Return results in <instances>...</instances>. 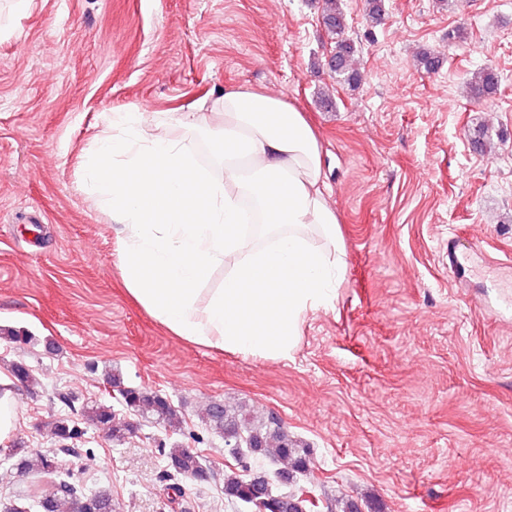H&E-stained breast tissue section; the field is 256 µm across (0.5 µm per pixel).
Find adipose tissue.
<instances>
[{
  "label": "adipose tissue",
  "instance_id": "adipose-tissue-1",
  "mask_svg": "<svg viewBox=\"0 0 512 512\" xmlns=\"http://www.w3.org/2000/svg\"><path fill=\"white\" fill-rule=\"evenodd\" d=\"M175 121L211 131L223 178L200 167L186 141L146 133L140 112L108 116L87 163L91 192L123 227L125 287L186 341L288 357L302 317L332 302L345 273L318 138L285 99L246 86ZM219 268L221 288L203 294Z\"/></svg>",
  "mask_w": 512,
  "mask_h": 512
}]
</instances>
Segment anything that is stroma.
Instances as JSON below:
<instances>
[{"label":"stroma","mask_w":512,"mask_h":512,"mask_svg":"<svg viewBox=\"0 0 512 512\" xmlns=\"http://www.w3.org/2000/svg\"><path fill=\"white\" fill-rule=\"evenodd\" d=\"M383 3L374 23L365 0H341L338 37L322 0H0V371L20 361L37 381L15 392L11 439L49 449L48 423L77 421L63 465L81 490L110 491L114 512H244L222 492L235 461L205 426L216 401L276 416L305 446L292 486L272 458L254 471L316 512L341 498L360 512H512V0ZM340 38L359 87L327 66ZM488 64L501 85L471 99L465 82ZM238 85L286 98L314 128L345 251L335 300L305 314L281 360L197 346L153 319L124 286L120 225L84 182L113 112L146 113L147 131L223 175L209 134L171 115ZM480 124L487 153L468 137ZM111 373L168 399L180 430L129 415ZM95 403L132 433L115 442L83 420ZM165 444L196 451L211 479L169 499Z\"/></svg>","instance_id":"stroma-1"}]
</instances>
